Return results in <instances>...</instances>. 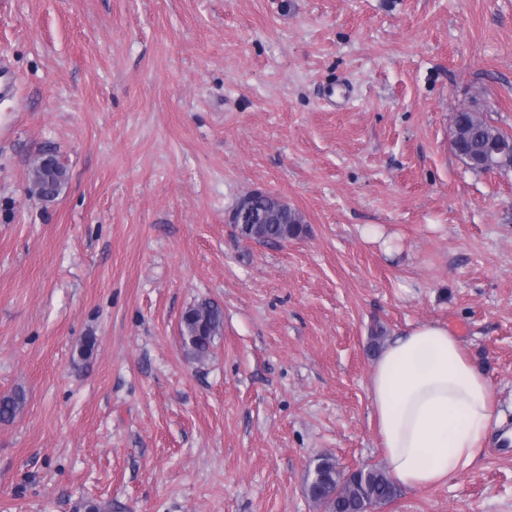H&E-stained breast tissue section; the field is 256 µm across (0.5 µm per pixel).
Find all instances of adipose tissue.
<instances>
[{
    "instance_id": "adipose-tissue-1",
    "label": "adipose tissue",
    "mask_w": 512,
    "mask_h": 512,
    "mask_svg": "<svg viewBox=\"0 0 512 512\" xmlns=\"http://www.w3.org/2000/svg\"><path fill=\"white\" fill-rule=\"evenodd\" d=\"M369 397L390 477L424 489L471 464L499 423L491 384L446 325L419 323L376 358Z\"/></svg>"
}]
</instances>
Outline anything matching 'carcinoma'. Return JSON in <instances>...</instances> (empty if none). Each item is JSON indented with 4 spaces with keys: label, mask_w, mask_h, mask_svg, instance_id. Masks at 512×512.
Returning <instances> with one entry per match:
<instances>
[{
    "label": "carcinoma",
    "mask_w": 512,
    "mask_h": 512,
    "mask_svg": "<svg viewBox=\"0 0 512 512\" xmlns=\"http://www.w3.org/2000/svg\"><path fill=\"white\" fill-rule=\"evenodd\" d=\"M455 147L468 159L470 169L489 170L487 151L490 144L512 137L492 124L483 112L467 108L454 113ZM67 181V171L57 161L48 163L39 195H58ZM274 195L267 192L249 194V208L244 221H235L239 234L255 242L271 245L299 237L304 221L298 211L279 210L273 205ZM224 320L220 309L206 301L194 304L182 315L180 333L187 352L196 360L207 359L221 336ZM22 390L0 394V422L13 420L24 408ZM310 499L323 512H367V509L391 502L397 495L394 482L377 467L342 469L330 457L317 460L307 480Z\"/></svg>",
    "instance_id": "1"
}]
</instances>
